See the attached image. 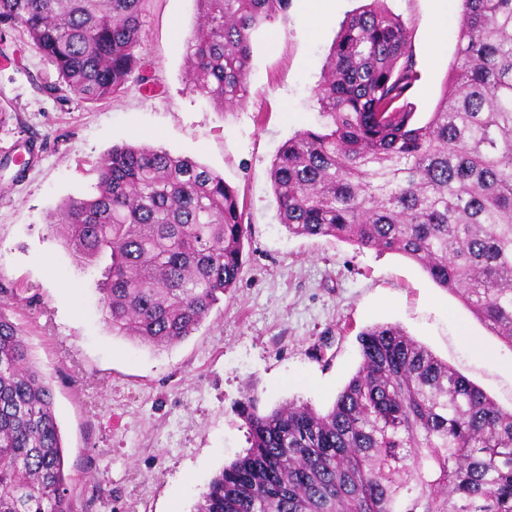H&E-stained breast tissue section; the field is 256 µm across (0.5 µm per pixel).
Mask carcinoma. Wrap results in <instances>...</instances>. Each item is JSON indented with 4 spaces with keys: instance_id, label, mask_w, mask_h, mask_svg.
<instances>
[{
    "instance_id": "cac0c4a2",
    "label": "carcinoma",
    "mask_w": 512,
    "mask_h": 512,
    "mask_svg": "<svg viewBox=\"0 0 512 512\" xmlns=\"http://www.w3.org/2000/svg\"><path fill=\"white\" fill-rule=\"evenodd\" d=\"M143 0H0L61 83L91 101L147 83L136 50ZM187 76L220 109L248 91L253 36L289 0H196ZM403 20L372 0L343 22L317 100L327 125L278 150L280 224L400 254L512 347V0H462L445 89L419 123ZM52 227L76 266L99 272L114 336L162 349L235 288L248 228L235 188L187 156L116 145L95 192L69 197ZM360 365L319 413L235 405L246 454L194 512H512V411L400 326L359 336ZM49 381L0 311V512H75Z\"/></svg>"
}]
</instances>
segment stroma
Masks as SVG:
<instances>
[{
  "label": "stroma",
  "mask_w": 512,
  "mask_h": 512,
  "mask_svg": "<svg viewBox=\"0 0 512 512\" xmlns=\"http://www.w3.org/2000/svg\"><path fill=\"white\" fill-rule=\"evenodd\" d=\"M370 0H290L253 38L249 94L214 108L187 81L195 0H144L139 55L154 91L129 81L112 99L48 88L58 72L21 28L0 58V304L50 381L76 512H193L247 447L234 404L326 412L360 364L358 334L400 325L512 409V348L415 262L326 238L289 235L269 170L281 144L325 125L315 97L344 18ZM437 0H384L408 27L418 79L407 100L434 111L456 52L437 35ZM148 144L196 159L234 186L249 226L236 288L198 331L156 350L112 335L97 271L77 268L51 226L63 200L91 193L112 146Z\"/></svg>",
  "instance_id": "stroma-1"
}]
</instances>
